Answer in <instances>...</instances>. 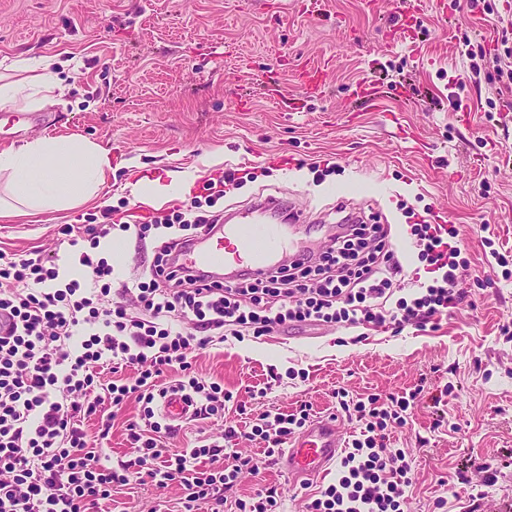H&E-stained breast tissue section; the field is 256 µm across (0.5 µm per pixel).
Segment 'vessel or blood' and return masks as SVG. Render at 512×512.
Wrapping results in <instances>:
<instances>
[{
	"mask_svg": "<svg viewBox=\"0 0 512 512\" xmlns=\"http://www.w3.org/2000/svg\"><path fill=\"white\" fill-rule=\"evenodd\" d=\"M250 210L259 214L284 211L290 222L305 221L303 209L285 206L276 198L266 197L251 203ZM285 248L281 225L227 223L184 249L181 261L185 267L204 270L244 265L253 275L260 276L275 267L277 257ZM159 410L164 417L184 421L189 417L191 406L181 394L170 393L163 398ZM345 444L342 423L331 416H319L302 432L289 438L278 463L292 480L308 481L330 470Z\"/></svg>",
	"mask_w": 512,
	"mask_h": 512,
	"instance_id": "obj_1",
	"label": "vessel or blood"
}]
</instances>
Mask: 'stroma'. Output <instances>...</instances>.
<instances>
[{
    "label": "stroma",
    "instance_id": "35a3bbf8",
    "mask_svg": "<svg viewBox=\"0 0 512 512\" xmlns=\"http://www.w3.org/2000/svg\"><path fill=\"white\" fill-rule=\"evenodd\" d=\"M0 0V77L20 57L53 55L54 136L112 152L97 203L39 216H0V251L39 248L71 266L64 224L103 223L105 208L147 222L155 208L128 185L149 176L206 180L253 172L226 185L217 208L257 196L291 197L310 213L295 234L313 241L339 223L336 196L375 220L405 227L409 212L456 225L471 259L462 305L435 325L401 334L334 326L228 336L199 351L196 375L234 394L221 414L175 423L166 454L191 449L198 430L221 437L266 412L340 415L350 398L423 387L392 438L412 449L407 512H512V277L485 263L483 237L512 253V90L497 59L512 51V0ZM334 162L332 172L320 169ZM116 283H132L154 257L152 239L114 232ZM266 388L255 400L250 391ZM128 402L101 440L112 465L133 457ZM335 471L296 483L263 462L226 492L277 489L282 512H306ZM180 485L131 480L91 512H182Z\"/></svg>",
    "mask_w": 512,
    "mask_h": 512
}]
</instances>
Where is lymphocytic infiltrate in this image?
<instances>
[{"mask_svg": "<svg viewBox=\"0 0 512 512\" xmlns=\"http://www.w3.org/2000/svg\"><path fill=\"white\" fill-rule=\"evenodd\" d=\"M223 221V212L189 208L147 225H62L83 269L78 278L65 277L55 258L37 249L21 256L0 252V311L13 319L10 334L0 335V512H89L133 473L182 486L185 512L201 504L208 512H224L225 490L258 471L253 456L225 449L235 430L220 441L203 437L186 455L167 458L161 448L172 432L157 411L167 392L192 402L199 419L224 409L222 386L195 375V353L227 334L266 336L292 323L399 333L426 327L465 298L459 282L470 260L452 224L421 219L410 225L429 278L401 296L399 251L387 228L362 219L343 225L316 264L298 260L242 286L179 267L180 249ZM116 229L139 239L150 233L158 243L150 268L133 286L117 289L112 265L99 254ZM113 364L135 372L103 380L101 369ZM170 372V387H161L160 378ZM420 395L414 389L391 397L386 407L373 397L341 401V409L366 426L344 450L335 483L316 494L308 512H404L413 457L409 449L393 447L391 434L407 425ZM131 399L140 405L138 419L127 425L137 455L115 468L90 451L80 419L96 414L100 404L118 411ZM307 419L304 410L268 412L247 437L272 460ZM206 456L225 462L196 469L195 460Z\"/></svg>", "mask_w": 512, "mask_h": 512, "instance_id": "1", "label": "lymphocytic infiltrate"}]
</instances>
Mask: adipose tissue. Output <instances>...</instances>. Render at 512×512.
<instances>
[{
	"instance_id": "obj_1",
	"label": "adipose tissue",
	"mask_w": 512,
	"mask_h": 512,
	"mask_svg": "<svg viewBox=\"0 0 512 512\" xmlns=\"http://www.w3.org/2000/svg\"><path fill=\"white\" fill-rule=\"evenodd\" d=\"M54 57L20 58L13 67L28 73L27 83L0 84V107L15 105L24 90L50 97L57 84ZM112 171L108 149L75 138H41L20 149L0 152V174L6 175L10 200L0 199V212L35 216L93 201ZM194 177L183 174L170 181L142 178L133 194L155 207L190 194Z\"/></svg>"
}]
</instances>
